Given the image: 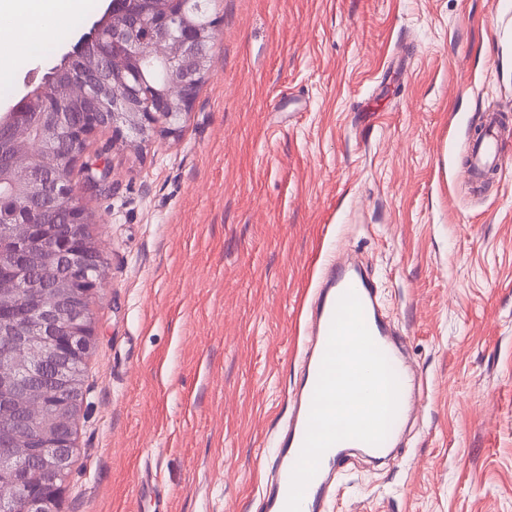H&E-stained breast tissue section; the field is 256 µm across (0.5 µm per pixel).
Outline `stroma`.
I'll return each instance as SVG.
<instances>
[{
  "label": "stroma",
  "instance_id": "stroma-1",
  "mask_svg": "<svg viewBox=\"0 0 512 512\" xmlns=\"http://www.w3.org/2000/svg\"><path fill=\"white\" fill-rule=\"evenodd\" d=\"M108 0L19 58L0 107ZM209 72L177 135L97 133L77 185L102 252L62 512H261L325 257L358 253L428 382L383 469L328 512H512V168L461 170L496 116L512 165V0H211Z\"/></svg>",
  "mask_w": 512,
  "mask_h": 512
}]
</instances>
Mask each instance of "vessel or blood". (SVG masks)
Listing matches in <instances>:
<instances>
[{
	"label": "vessel or blood",
	"mask_w": 512,
	"mask_h": 512,
	"mask_svg": "<svg viewBox=\"0 0 512 512\" xmlns=\"http://www.w3.org/2000/svg\"><path fill=\"white\" fill-rule=\"evenodd\" d=\"M499 144L498 125H486L481 139L472 147L465 166L466 173L470 174L493 164L503 165ZM350 290L358 296L365 323L398 378V411L389 434L381 445L372 446L356 440H345L336 443L323 454L316 475L305 489L300 512H323L326 501L332 494L333 478L351 453L359 452L378 460L389 457L391 448L396 447L401 436L402 427L409 423L424 399V382L407 354L404 338L395 333L379 309L373 279L355 262L337 259L328 262L323 268L320 286L313 296L307 314V343L302 377L293 396L292 413L275 450L271 467L272 478L262 490L266 512L285 510L291 473L305 439L312 397L335 309L340 297Z\"/></svg>",
	"instance_id": "b4317fda"
}]
</instances>
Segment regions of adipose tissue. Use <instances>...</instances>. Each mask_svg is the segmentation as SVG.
Segmentation results:
<instances>
[{"mask_svg":"<svg viewBox=\"0 0 512 512\" xmlns=\"http://www.w3.org/2000/svg\"><path fill=\"white\" fill-rule=\"evenodd\" d=\"M83 7L84 0H0V75L14 54L60 38Z\"/></svg>","mask_w":512,"mask_h":512,"instance_id":"obj_1","label":"adipose tissue"}]
</instances>
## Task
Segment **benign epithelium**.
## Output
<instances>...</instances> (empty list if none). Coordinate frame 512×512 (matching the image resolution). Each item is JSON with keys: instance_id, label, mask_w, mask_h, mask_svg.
Returning a JSON list of instances; mask_svg holds the SVG:
<instances>
[{"instance_id": "benign-epithelium-1", "label": "benign epithelium", "mask_w": 512, "mask_h": 512, "mask_svg": "<svg viewBox=\"0 0 512 512\" xmlns=\"http://www.w3.org/2000/svg\"><path fill=\"white\" fill-rule=\"evenodd\" d=\"M215 30L202 0H110L91 36L49 68V77L65 78L68 97H51L47 79L0 113V185L13 200L8 209L0 205V223L6 233L19 230L0 261V292L12 295L0 302V325L24 328L21 339L0 342V365L14 367L10 374L0 370V401L51 367L59 392L55 404L32 402L18 420L0 416V476L26 485L23 512H47L61 491L57 481L71 471L86 397L78 368L94 341L86 304L104 285L103 258L86 236L91 216L72 184L73 165L103 129L135 142L177 134L209 71ZM148 60L166 71L159 88H147ZM47 236L68 265L64 289L52 299L41 295L32 275L30 245ZM44 420L50 425L35 443L38 477L32 479L2 434L6 424L15 431Z\"/></svg>"}]
</instances>
